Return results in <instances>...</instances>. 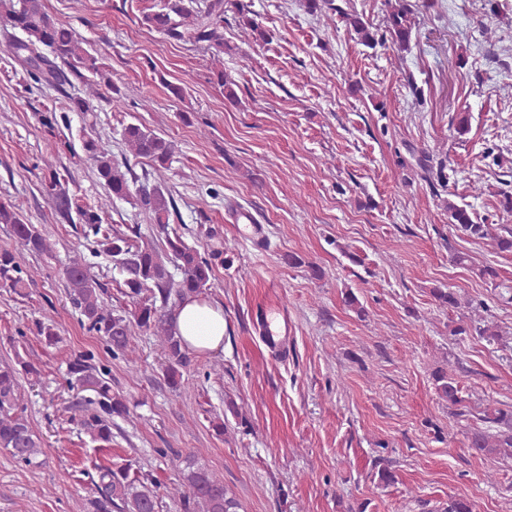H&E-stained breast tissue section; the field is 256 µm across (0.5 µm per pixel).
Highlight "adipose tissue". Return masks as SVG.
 Masks as SVG:
<instances>
[{
	"instance_id": "ef3b65f1",
	"label": "adipose tissue",
	"mask_w": 512,
	"mask_h": 512,
	"mask_svg": "<svg viewBox=\"0 0 512 512\" xmlns=\"http://www.w3.org/2000/svg\"><path fill=\"white\" fill-rule=\"evenodd\" d=\"M174 326L190 349L197 352L220 351L224 348V313L195 300L182 304Z\"/></svg>"
}]
</instances>
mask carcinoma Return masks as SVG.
Instances as JSON below:
<instances>
[{
  "label": "carcinoma",
  "instance_id": "carcinoma-1",
  "mask_svg": "<svg viewBox=\"0 0 512 512\" xmlns=\"http://www.w3.org/2000/svg\"><path fill=\"white\" fill-rule=\"evenodd\" d=\"M229 4L231 0H206L205 7L200 9L196 0H163L162 7L143 15L141 23L171 42L204 43L220 54L224 52V11ZM0 26L10 49L35 79L57 88L69 76L81 77L86 72L96 79L97 85L118 93L103 64L83 46L82 39L49 18L44 0H0ZM389 32L398 47L408 44L411 24L404 5L392 7ZM91 111L89 100L69 96L63 112H44L41 124L52 134L60 124H68L67 113ZM123 138L133 156L148 160L157 169L168 165L173 144L163 135L131 122L124 126ZM82 149L93 162L106 197H135L134 205L153 216L159 237H144L137 225L126 232L112 229V225L103 223L104 205L80 203L69 192V173L46 165L42 191L53 201L58 220L79 226L94 254L112 258V269L121 276L120 293L133 308L122 311L105 304L89 264L78 259L62 269L69 302L87 332L99 337L114 357L127 353L138 331L159 337L166 358L165 379L173 390L179 391L193 359L173 328V314L177 305L211 288L215 262H227L224 251H214L205 257L187 245L180 228L169 224L170 213L177 209L162 186L150 183L146 174L135 175L129 164H119L108 144L87 137ZM448 213L456 232L474 239L492 236L491 225L475 221L466 207L450 204ZM0 224L9 226L14 241V246L0 248V283L14 289L24 288L33 274L22 263L21 252L42 254L50 251V247L38 227L27 223L10 201H0ZM171 266L180 271V276L172 274ZM23 374L36 377L38 369L21 358L0 365V450L17 463L30 466L35 463L41 443L25 414L20 384ZM67 374L70 387L85 392L72 407L73 419L92 441L101 446L111 445L112 419L128 416L129 409L125 400L112 392L108 365L94 352L85 351L70 360ZM436 382L448 403L464 402L455 379L442 373L436 376ZM481 421L492 424V428L470 430L469 448L478 454H499L503 448H512V410H497ZM183 481L187 490L180 498L179 512H239L240 504L227 496L223 478L209 468L191 463L183 473ZM152 482L150 475L134 470L128 460L102 467L86 510L158 512L160 499L149 487Z\"/></svg>",
  "mask_w": 512,
  "mask_h": 512
}]
</instances>
